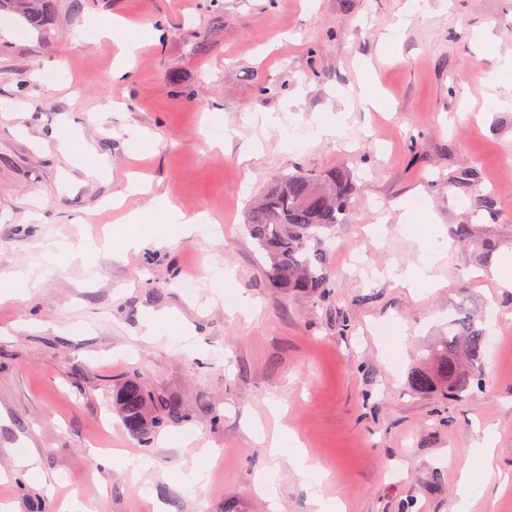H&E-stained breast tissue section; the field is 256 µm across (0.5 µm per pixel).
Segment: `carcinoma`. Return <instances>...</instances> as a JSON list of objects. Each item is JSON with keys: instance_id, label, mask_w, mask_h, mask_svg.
Returning <instances> with one entry per match:
<instances>
[{"instance_id": "cac0c4a2", "label": "carcinoma", "mask_w": 512, "mask_h": 512, "mask_svg": "<svg viewBox=\"0 0 512 512\" xmlns=\"http://www.w3.org/2000/svg\"><path fill=\"white\" fill-rule=\"evenodd\" d=\"M55 8V0H0V11L17 15L36 30L50 25ZM354 190L351 171L335 168L317 177L301 172L285 175L256 196L247 211L245 227L261 258L269 264L273 287L322 296L330 281L326 267L328 232L347 220ZM482 231L481 224H458L454 236L463 243H476L473 262L488 267L496 243L482 237ZM486 340L485 322L466 305H458L448 318V338L429 349L425 365L411 372L409 387L416 392L443 388L458 398L482 389L479 366ZM115 401L125 428L145 444L153 428L182 417L177 405L151 397L135 380L117 390Z\"/></svg>"}]
</instances>
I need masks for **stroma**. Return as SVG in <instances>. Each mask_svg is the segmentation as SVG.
<instances>
[{"instance_id": "1", "label": "stroma", "mask_w": 512, "mask_h": 512, "mask_svg": "<svg viewBox=\"0 0 512 512\" xmlns=\"http://www.w3.org/2000/svg\"><path fill=\"white\" fill-rule=\"evenodd\" d=\"M158 30L129 76L100 24ZM512 0H59L48 32L0 14V276L38 262L37 240L111 234L144 214L139 251L65 262L39 288L0 294V502L60 512L99 495L106 512H455L458 473L490 435L512 473ZM376 91L379 107L363 105ZM336 121L334 134L313 138ZM348 167L356 205L328 242L324 298L272 288L245 229L277 178ZM149 182L122 209L128 175ZM493 193L498 216L474 211ZM165 197L220 227L173 240L147 218ZM410 211L414 223L402 214ZM499 249L491 270L450 244L415 292L387 268L422 264L429 233L464 216ZM245 305L226 310L217 275ZM491 315L482 393H415L408 373L458 304ZM163 315L184 341L144 339ZM391 325L388 344L372 330ZM137 380L185 412L149 446L112 396ZM292 429L326 473L320 488L256 438ZM223 450L203 479L195 453ZM33 454L53 485L14 470ZM149 463L125 468L123 455ZM271 474L278 509L256 491Z\"/></svg>"}]
</instances>
